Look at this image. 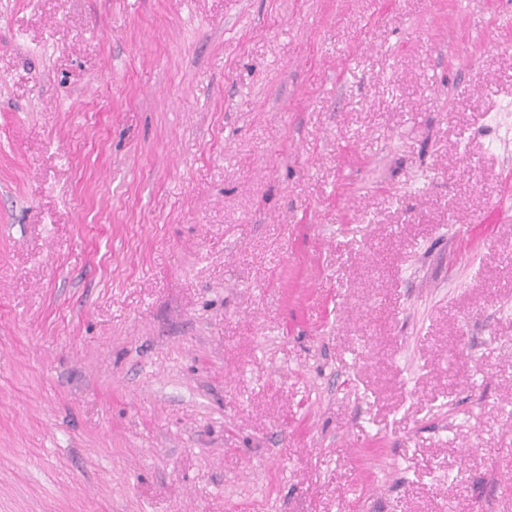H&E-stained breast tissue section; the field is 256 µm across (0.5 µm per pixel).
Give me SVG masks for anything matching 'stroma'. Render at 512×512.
<instances>
[{"instance_id": "stroma-1", "label": "stroma", "mask_w": 512, "mask_h": 512, "mask_svg": "<svg viewBox=\"0 0 512 512\" xmlns=\"http://www.w3.org/2000/svg\"><path fill=\"white\" fill-rule=\"evenodd\" d=\"M0 512H512V0H0Z\"/></svg>"}]
</instances>
